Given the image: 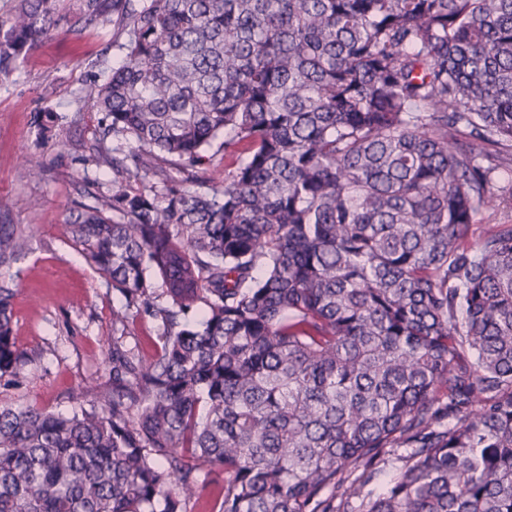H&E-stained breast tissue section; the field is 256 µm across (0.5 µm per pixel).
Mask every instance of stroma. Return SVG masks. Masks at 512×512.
I'll return each instance as SVG.
<instances>
[{"mask_svg": "<svg viewBox=\"0 0 512 512\" xmlns=\"http://www.w3.org/2000/svg\"><path fill=\"white\" fill-rule=\"evenodd\" d=\"M111 25L87 26L76 15L41 39L0 82V225L22 226L28 249L0 266L14 279V334L40 361L19 378L0 382V399L49 412H69L75 398L92 399L109 380L112 311L118 294L61 234L75 202L105 191L107 176L94 159L101 114L84 98L101 62L117 59ZM43 169L33 179V165Z\"/></svg>", "mask_w": 512, "mask_h": 512, "instance_id": "1", "label": "stroma"}]
</instances>
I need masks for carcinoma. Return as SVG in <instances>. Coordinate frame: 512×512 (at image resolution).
Masks as SVG:
<instances>
[{"label": "carcinoma", "mask_w": 512, "mask_h": 512, "mask_svg": "<svg viewBox=\"0 0 512 512\" xmlns=\"http://www.w3.org/2000/svg\"><path fill=\"white\" fill-rule=\"evenodd\" d=\"M73 6L122 36L84 89L112 180L62 225L123 300L112 388L0 403V512H512V224L474 229L512 208V0ZM69 12L14 0L1 82Z\"/></svg>", "instance_id": "obj_1"}]
</instances>
